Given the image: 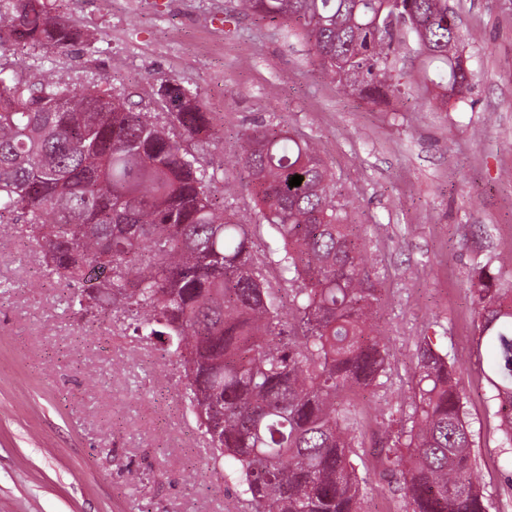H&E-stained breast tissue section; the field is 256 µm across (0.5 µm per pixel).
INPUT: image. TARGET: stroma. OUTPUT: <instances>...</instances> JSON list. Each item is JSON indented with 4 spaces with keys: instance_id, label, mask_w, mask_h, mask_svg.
Instances as JSON below:
<instances>
[{
    "instance_id": "obj_1",
    "label": "stroma",
    "mask_w": 512,
    "mask_h": 512,
    "mask_svg": "<svg viewBox=\"0 0 512 512\" xmlns=\"http://www.w3.org/2000/svg\"><path fill=\"white\" fill-rule=\"evenodd\" d=\"M96 40L18 49V72L45 69L68 85L111 89L135 109L162 111L161 79L197 92L218 138L194 151L230 190L257 245L247 177L225 182L240 134L257 120L317 144L367 232L384 286L375 323L389 346L384 399H408L420 337L458 359L474 431L477 483L490 512H512V450L501 447L489 355L475 343L472 259L512 253V0H448L464 37L474 89L441 101L444 62L414 39L396 54L400 94L373 105L346 95L285 28L240 0H48ZM45 278L19 225L0 224V512H250L217 480L187 411L176 358L133 335L122 313L81 318ZM365 512H401L396 484L363 456Z\"/></svg>"
}]
</instances>
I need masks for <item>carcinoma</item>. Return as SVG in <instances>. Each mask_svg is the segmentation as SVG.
Returning a JSON list of instances; mask_svg holds the SVG:
<instances>
[{"label": "carcinoma", "instance_id": "cac0c4a2", "mask_svg": "<svg viewBox=\"0 0 512 512\" xmlns=\"http://www.w3.org/2000/svg\"><path fill=\"white\" fill-rule=\"evenodd\" d=\"M241 3L301 36L320 71L361 100L400 91L395 57L408 35L448 64L451 91L472 90L448 0ZM22 43L94 49L47 0H0V221L41 249L75 313L120 312L179 358L209 462L232 469L251 512H363L358 400L390 379L374 325L382 289L319 151L263 121L241 132L234 167L273 238L260 255L184 146L217 138L197 94L161 80V122L97 85L22 78L10 62ZM472 287L501 445L512 447V259L474 263ZM455 375V354L423 340L413 401L387 412L398 429L379 476L402 484L403 512H489Z\"/></svg>", "mask_w": 512, "mask_h": 512}]
</instances>
